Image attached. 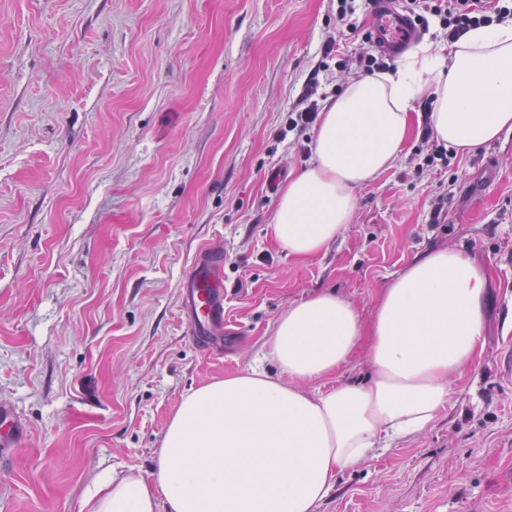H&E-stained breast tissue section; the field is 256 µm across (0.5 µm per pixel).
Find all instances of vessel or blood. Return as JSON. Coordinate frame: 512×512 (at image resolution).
Returning <instances> with one entry per match:
<instances>
[{
	"instance_id": "vessel-or-blood-1",
	"label": "vessel or blood",
	"mask_w": 512,
	"mask_h": 512,
	"mask_svg": "<svg viewBox=\"0 0 512 512\" xmlns=\"http://www.w3.org/2000/svg\"><path fill=\"white\" fill-rule=\"evenodd\" d=\"M371 32L383 49L399 52L407 49L418 32L401 6V0H373ZM188 311V334L196 343H204L208 329L224 324V293L215 284L212 267L197 266L187 277L180 293ZM21 441L12 414L0 408V447L13 448Z\"/></svg>"
}]
</instances>
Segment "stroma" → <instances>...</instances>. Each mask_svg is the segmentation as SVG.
I'll return each mask as SVG.
<instances>
[{"label": "stroma", "mask_w": 512, "mask_h": 512, "mask_svg": "<svg viewBox=\"0 0 512 512\" xmlns=\"http://www.w3.org/2000/svg\"><path fill=\"white\" fill-rule=\"evenodd\" d=\"M334 0H0V512H83L93 476L150 475L182 398L277 374L278 316L313 293L371 319L419 254L471 251L490 274L486 344L421 433L342 472L318 512H512V132L417 171L424 102L394 165L318 257L277 249L278 188L311 161L287 131L320 70ZM276 188H269V181ZM440 207L431 223L432 207ZM223 260V332L186 334L182 283ZM18 427L15 418L8 411L0 408V447L3 452L7 448H16L20 443Z\"/></svg>", "instance_id": "obj_1"}]
</instances>
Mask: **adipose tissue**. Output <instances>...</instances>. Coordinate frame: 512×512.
Here are the masks:
<instances>
[{"label":"adipose tissue","mask_w":512,"mask_h":512,"mask_svg":"<svg viewBox=\"0 0 512 512\" xmlns=\"http://www.w3.org/2000/svg\"><path fill=\"white\" fill-rule=\"evenodd\" d=\"M432 102L435 138L473 151L512 131V21L468 32L449 55L422 45L395 69L353 80L326 106L311 164L279 196L270 236L310 259L352 220L358 191L398 158L415 104ZM489 274L463 249L416 256L370 321L333 291L277 319L279 374L254 369L185 395L151 477L96 475L90 512H316L338 474L382 442L425 430L452 378L481 358ZM369 336L370 375L338 380Z\"/></svg>","instance_id":"obj_1"}]
</instances>
